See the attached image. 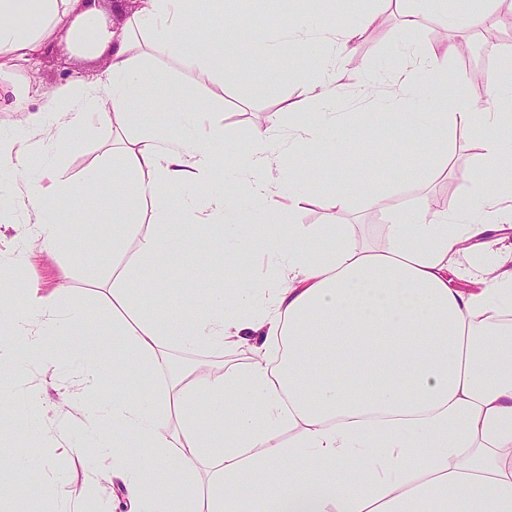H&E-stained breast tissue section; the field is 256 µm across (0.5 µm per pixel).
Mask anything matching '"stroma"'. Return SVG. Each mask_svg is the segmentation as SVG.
<instances>
[{
    "label": "stroma",
    "mask_w": 512,
    "mask_h": 512,
    "mask_svg": "<svg viewBox=\"0 0 512 512\" xmlns=\"http://www.w3.org/2000/svg\"><path fill=\"white\" fill-rule=\"evenodd\" d=\"M224 10L234 19L247 20L244 32L252 37L261 32L260 27L250 23L258 13L278 16L300 11L316 24L342 26L364 12L375 11V20L358 39L355 52L339 61L349 78L337 86L333 95V109L337 112H366V104L359 99L362 85L385 88L399 69L400 49L406 44L422 54L436 42H453L457 52L448 60L449 75L487 72V79L471 83L468 93L491 106L496 103L494 78L503 60L512 56V26L507 23L512 15V0H501L494 15L495 26L505 34L504 41L495 47L466 27L440 30L429 14L416 29L405 30L400 8L391 0H224ZM320 64L316 56L309 57L303 69L296 61L279 57L266 58L258 65L253 57L240 56L230 73L221 77L224 91L216 97L210 92V83L202 81L196 71L166 60L162 66L169 74L171 103L163 109L148 103L142 110L149 122L168 126L181 107L206 104L213 120L223 127L227 151L232 154L243 148L255 125L272 121L288 124L290 112L303 98V70H316ZM101 66V61L77 58L66 38L59 37L46 55L25 67L23 74L48 93L63 85L93 81ZM342 141L344 151L335 163H325L314 154L303 157L293 172L290 187L298 190L308 184L329 186L346 178L348 172L358 173L361 180L357 190L337 221L344 224L352 243L374 247L384 245L385 239L381 228L383 214L373 202V192H380L395 209H418L426 202L436 201L441 211L451 214L466 197L469 172L480 157L463 132L458 131L452 135L446 177L414 178L410 175L414 157L429 154L431 145L424 137H410L399 124H373L363 141L357 140L355 130L349 129L343 132ZM111 152V128L97 127L74 130L65 142L49 146L47 157L64 178L74 183L76 193H82L99 159ZM1 209L6 215L0 217V283L44 292L60 288L64 291L63 301L80 303L88 321L97 323L111 316L112 270L138 259L136 239L123 241L117 247L112 244L111 195L100 198L97 219L103 232L97 236L86 234L83 225L73 223V196L56 198L53 218L63 227L65 245L53 253L43 251L32 234L36 215L28 204L21 180L7 171L0 173ZM168 233L172 254L152 263L160 287L141 295L142 303L153 308L159 317L169 307L179 305L183 295L227 287L222 267L194 263L197 252L222 250L223 243L211 225L189 228L174 222ZM170 355L175 363L189 367L201 364L218 374L249 361V353L244 349L215 356L203 348L177 347ZM74 369L70 361L50 370L29 363L19 375L0 381V389L19 406L25 405L30 390L41 391L40 407L32 409L28 418L15 420L18 429L29 432L28 439L18 443L15 453L49 461L48 475L54 484V497L49 500L44 498L40 485L30 482L27 475L10 467L0 469V481L24 489L23 497L14 505L16 512H57L59 506L68 503L80 505L83 512H96L99 499L110 495L106 489L91 490L89 476L98 460L81 446L79 411L60 403L71 389Z\"/></svg>",
    "instance_id": "stroma-1"
}]
</instances>
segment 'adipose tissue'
Returning a JSON list of instances; mask_svg holds the SVG:
<instances>
[{"label":"adipose tissue","instance_id":"adipose-tissue-1","mask_svg":"<svg viewBox=\"0 0 512 512\" xmlns=\"http://www.w3.org/2000/svg\"><path fill=\"white\" fill-rule=\"evenodd\" d=\"M23 13L35 24L20 23ZM222 13L221 0L199 18L190 0H140L111 28L98 0H0V112L36 109L56 142L96 123L122 135L121 175L79 196L76 223H91L98 197L111 194L113 224L137 238L143 260H153L170 252L166 227L178 191L207 184L205 205L183 201L181 223L214 225L236 251L266 266L264 279L235 287L236 251L225 252L231 289L188 297L159 319L137 311L98 325L78 309L62 310L57 293L1 291L0 301L16 311L4 319L11 340L0 345V376L19 368L21 348L47 368L75 359L65 402L82 410L85 445L107 461L90 482L120 491L127 512H512V253L481 248L512 223V208L499 206L512 197V144L501 136L512 113L474 101L466 75L454 80L449 111L401 113L392 101L367 113L366 123L398 117L428 136L433 153L415 164L419 175L446 169L449 130L479 138L483 152L455 215L389 208L385 247L355 248L341 225L295 223L302 195L279 178L305 154L331 162L339 153L328 128L349 125L350 116L327 109L345 77L336 62L353 51L371 16L321 29L323 64L303 99L317 119L296 121L285 151L276 145L277 126H254L235 160L243 187L218 188L224 130L208 107L178 112L174 135L140 118L144 98L168 102L161 61L209 79L229 70L228 49L259 58L310 48L303 13L286 14L254 43L219 23ZM76 19L77 49L108 60L95 81L46 94L23 82L24 64ZM69 192V180L50 164L26 187L47 251L64 238L48 217L50 203ZM460 271L477 289L452 287ZM109 334L138 358L128 371L131 387L106 400L100 386L109 364L99 347ZM252 336L259 342L243 367L216 376L171 373L172 347L219 355ZM281 346L285 356L271 364V350ZM156 372L166 373V385L139 387ZM21 437L0 420V462L23 469L52 496L46 463L14 454ZM130 440L137 453L127 451ZM200 463L212 470L203 491L186 483Z\"/></svg>","mask_w":512,"mask_h":512}]
</instances>
